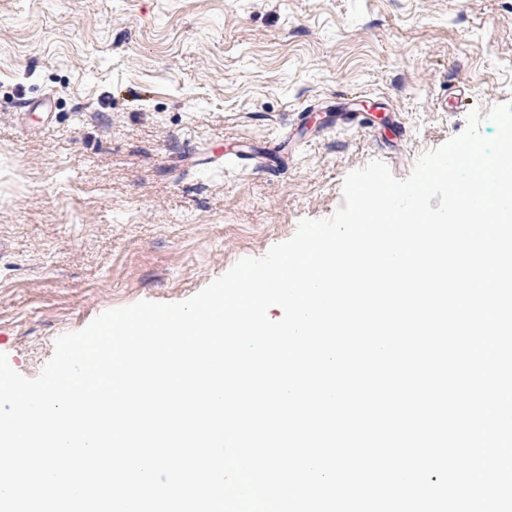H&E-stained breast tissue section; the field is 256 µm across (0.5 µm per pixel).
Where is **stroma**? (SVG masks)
Masks as SVG:
<instances>
[{
	"instance_id": "obj_1",
	"label": "stroma",
	"mask_w": 512,
	"mask_h": 512,
	"mask_svg": "<svg viewBox=\"0 0 512 512\" xmlns=\"http://www.w3.org/2000/svg\"><path fill=\"white\" fill-rule=\"evenodd\" d=\"M510 101L512 0H0V354L36 377Z\"/></svg>"
}]
</instances>
